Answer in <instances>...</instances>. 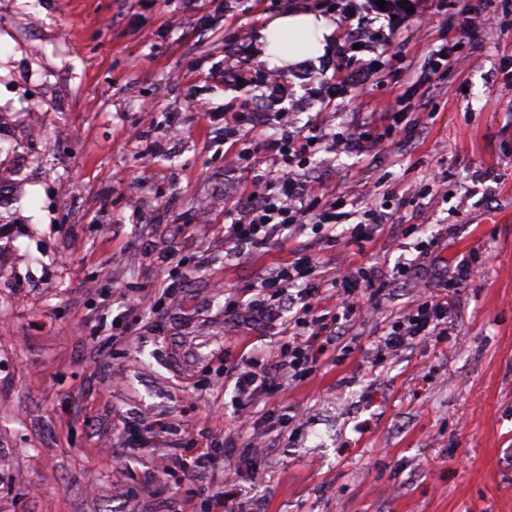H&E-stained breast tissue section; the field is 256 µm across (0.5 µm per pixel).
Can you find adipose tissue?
Wrapping results in <instances>:
<instances>
[{"mask_svg": "<svg viewBox=\"0 0 512 512\" xmlns=\"http://www.w3.org/2000/svg\"><path fill=\"white\" fill-rule=\"evenodd\" d=\"M333 30L324 16L288 11L266 23L262 30L263 52L277 64L292 63L302 55L323 51Z\"/></svg>", "mask_w": 512, "mask_h": 512, "instance_id": "adipose-tissue-1", "label": "adipose tissue"}]
</instances>
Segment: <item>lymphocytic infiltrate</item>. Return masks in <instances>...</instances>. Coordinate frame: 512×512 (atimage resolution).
Listing matches in <instances>:
<instances>
[{
    "instance_id": "f902f5d3",
    "label": "lymphocytic infiltrate",
    "mask_w": 512,
    "mask_h": 512,
    "mask_svg": "<svg viewBox=\"0 0 512 512\" xmlns=\"http://www.w3.org/2000/svg\"><path fill=\"white\" fill-rule=\"evenodd\" d=\"M238 64L224 69L227 81L237 82L255 76L263 90L266 107L276 119L288 117L286 104L293 96L287 75L269 69L266 64L250 61L241 49H234ZM248 144L256 150L274 155L278 171L261 176L240 206L227 210L224 227V246L233 253L244 249L261 250L273 241L282 239L285 231L296 225L313 223L320 231L331 232L344 198L335 188L313 185L299 178L297 171L315 149L311 136L294 130L281 137L249 138ZM317 259L307 253L295 252L293 258L276 267L267 278L257 282V296L252 302L255 310L264 313L287 312L285 332L287 350L279 362L292 382H303L315 376L319 356L312 340L326 328L323 315L331 313L333 320L351 321L356 301L374 284L376 271L363 270L358 274L333 276L330 283L317 278ZM299 286V296H292V286ZM450 303L447 297H423L415 309L392 313L382 346L395 351L408 343L448 333ZM225 382L234 384L238 392L237 416L252 418L251 402L257 393L281 391L282 383L271 374L265 362L249 368L230 364L224 368Z\"/></svg>"
}]
</instances>
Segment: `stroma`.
Masks as SVG:
<instances>
[{
	"instance_id": "1",
	"label": "stroma",
	"mask_w": 512,
	"mask_h": 512,
	"mask_svg": "<svg viewBox=\"0 0 512 512\" xmlns=\"http://www.w3.org/2000/svg\"><path fill=\"white\" fill-rule=\"evenodd\" d=\"M335 2L278 9L335 26L324 53L286 68L305 103L296 125L381 133L398 97L407 135L387 152L319 144L307 174L345 193L335 243L304 225L230 255L224 213L272 160L226 165L224 124L207 113L245 101L264 136L281 135L261 89L223 79L226 52L241 38L260 52L275 12L261 0H0V512H210L193 485L255 512H512V0H469L497 19L470 39L459 0ZM444 42L457 63L437 79L428 62ZM361 59L376 75L322 108L319 73ZM374 204L384 229L353 236ZM294 249L330 274L385 277L377 307L318 337L315 377L256 397V450L234 430L222 356L280 355L284 324L224 301L249 303ZM414 257L410 276H392ZM440 291L453 300L447 335L378 353L390 313ZM144 293L158 310L138 305Z\"/></svg>"
}]
</instances>
